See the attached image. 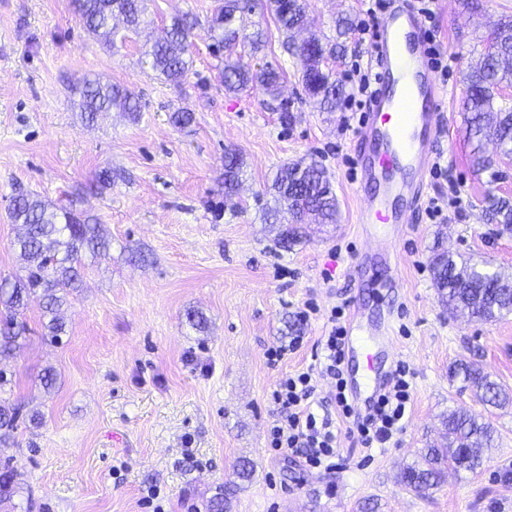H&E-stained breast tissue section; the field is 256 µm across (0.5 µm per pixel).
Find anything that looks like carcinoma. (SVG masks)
Here are the masks:
<instances>
[{"label":"carcinoma","mask_w":512,"mask_h":512,"mask_svg":"<svg viewBox=\"0 0 512 512\" xmlns=\"http://www.w3.org/2000/svg\"><path fill=\"white\" fill-rule=\"evenodd\" d=\"M76 10L85 30L109 47L115 45V20L133 32L143 22L146 0H75ZM279 31L285 35L283 47L296 59L299 82L310 102L321 112H334L345 99V88L325 68V59L336 56L352 30L349 18L336 19L335 42L324 43L316 35L298 45L292 34L308 22L307 0H271ZM249 0H215L206 36L214 56L223 59L221 70L224 91L236 94L255 85L276 96L281 73L267 67L255 71L239 60L224 56L239 40H247L257 51L267 42L261 28L248 32ZM199 20L189 15L175 16L167 27L166 38L156 41L144 55L151 68L165 81L180 86L192 66L189 38ZM464 112L466 132L474 146L473 163L489 173V182L497 180V171L482 153L483 142L494 139L500 153L512 157V104L503 102L502 89L512 88V19L498 23L487 38L475 64L465 74ZM82 112L87 119L117 109L137 119L142 110L140 95L129 87L101 80L83 79L79 87ZM243 161L232 148L224 150V197L237 194ZM279 207L270 209L266 219L278 220L281 212L289 215L280 229L277 244L292 248L302 238L304 224H334L338 214L336 194L326 169L319 161H299L281 167L272 180ZM482 214L501 232H512V202L488 194L482 200ZM10 217L23 232L13 242L25 261L24 273L3 278L9 287H0V359L10 357L19 348L25 332L19 321L33 295L42 298L43 314L50 341L57 343L65 335L66 323L61 308L68 295L78 288L80 270L87 256L96 257L110 246L102 225L69 207H53L37 196L13 197ZM429 265L439 303L452 316H467L495 321L512 314V271L488 269L454 253L442 244L433 246ZM453 378L462 379L464 387L489 405L502 406L512 401V394L490 379L474 361L461 360L450 368ZM21 407L0 401V442L15 438ZM449 443L433 446L422 462L406 466L398 475L404 488L426 493L441 484L448 468L474 473L483 465L482 451L494 442V429L482 418L465 411H452L442 420ZM21 473L10 461L0 462V501L11 499Z\"/></svg>","instance_id":"1"}]
</instances>
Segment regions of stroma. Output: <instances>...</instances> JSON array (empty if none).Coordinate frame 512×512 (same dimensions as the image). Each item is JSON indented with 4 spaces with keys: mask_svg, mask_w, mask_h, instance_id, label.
Masks as SVG:
<instances>
[{
    "mask_svg": "<svg viewBox=\"0 0 512 512\" xmlns=\"http://www.w3.org/2000/svg\"><path fill=\"white\" fill-rule=\"evenodd\" d=\"M369 5L310 0V29L332 37L338 15L358 25ZM212 6L147 0V26L110 49L83 28L72 0H0V277L23 266L12 247L21 227L9 217L17 193L87 212L112 239L62 309L61 343L44 336L34 300L26 341L0 363L9 380L1 395L38 416L0 445V460L22 473L0 512H151L144 498L152 487L165 512H207L228 485L235 488L228 512H512V403L482 404L448 376L465 358L512 390V314L489 322L449 317L429 267L438 240L490 267L512 268V233L485 223L479 208L490 191L512 198V159L488 142L484 153L496 158L500 180L489 183L473 169L462 112L464 75L500 19L512 18V0H435L434 18L423 21L448 61L444 130L433 151L442 169L429 174L424 196L444 199L453 188L463 205L441 220L418 206L394 245L396 266L368 250L353 221L354 166L366 152L355 136L362 114L348 100L334 112L309 103L270 0H250V20L268 35L264 50L252 53L244 43L234 56L282 72L291 126L261 87L225 93L204 34L193 39L181 87L151 69L144 46L170 18L203 21ZM86 76L140 94L141 119L112 111L87 120L75 94ZM179 106L194 112L191 127L170 122ZM228 147L244 162L230 202L222 185ZM311 158L328 170L338 220L305 225L301 241L285 250L276 243L278 225L265 219L275 205L268 187L280 167ZM107 167L117 179L101 191L96 175ZM398 272L401 287H385ZM307 304L319 313L302 327L305 344L271 367L267 349L292 336ZM341 304L359 308L371 327H392V344L376 361L411 368L413 402L397 445L367 450L342 437L344 464L317 473L299 456L268 448L270 392L282 373L310 363L327 314ZM192 313L204 326L189 321ZM48 369L56 382L47 391L40 379ZM451 410L494 427L482 468L449 472L424 496L405 489L397 474L423 448L443 443L442 416ZM243 460L254 467L251 479L237 476Z\"/></svg>",
    "mask_w": 512,
    "mask_h": 512,
    "instance_id": "35a3bbf8",
    "label": "stroma"
}]
</instances>
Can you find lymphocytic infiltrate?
Here are the masks:
<instances>
[{
	"label": "lymphocytic infiltrate",
	"mask_w": 512,
	"mask_h": 512,
	"mask_svg": "<svg viewBox=\"0 0 512 512\" xmlns=\"http://www.w3.org/2000/svg\"><path fill=\"white\" fill-rule=\"evenodd\" d=\"M344 307L332 309L331 328L306 368L283 375L271 397L277 414L269 428V445L303 458L309 468L330 472L340 456L339 436L348 432L361 447L386 448L398 443L411 409L413 372L397 364L389 385L369 413H360L345 389L343 342ZM332 383L336 415L319 414L315 406L320 380Z\"/></svg>",
	"instance_id": "f902f5d3"
}]
</instances>
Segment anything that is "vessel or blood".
<instances>
[{
	"mask_svg": "<svg viewBox=\"0 0 512 512\" xmlns=\"http://www.w3.org/2000/svg\"><path fill=\"white\" fill-rule=\"evenodd\" d=\"M414 0H391L371 49L378 68L377 87L358 137L379 139L381 152L360 165L355 192L360 200L355 222L369 241H396L409 222L393 206L395 198L419 201L431 166L432 146L442 130L446 92L422 39ZM360 311L346 322L348 356L368 354ZM385 384L383 374L350 384L355 399L370 401Z\"/></svg>",
	"mask_w": 512,
	"mask_h": 512,
	"instance_id": "1",
	"label": "vessel or blood"
}]
</instances>
